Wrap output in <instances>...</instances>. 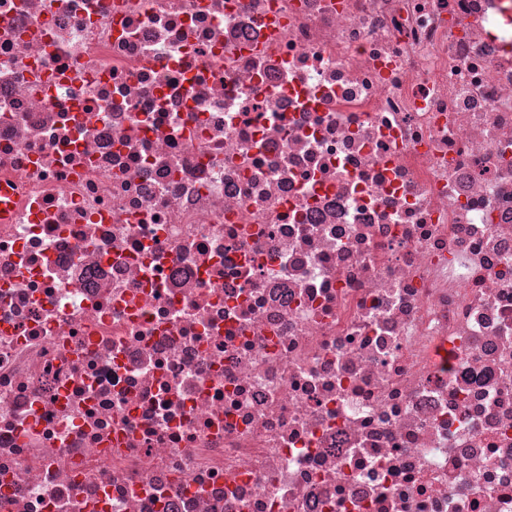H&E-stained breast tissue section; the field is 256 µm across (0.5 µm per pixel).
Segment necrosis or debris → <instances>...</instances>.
I'll return each mask as SVG.
<instances>
[{
	"label": "necrosis or debris",
	"mask_w": 512,
	"mask_h": 512,
	"mask_svg": "<svg viewBox=\"0 0 512 512\" xmlns=\"http://www.w3.org/2000/svg\"><path fill=\"white\" fill-rule=\"evenodd\" d=\"M0 512H512V0H0Z\"/></svg>",
	"instance_id": "obj_1"
}]
</instances>
